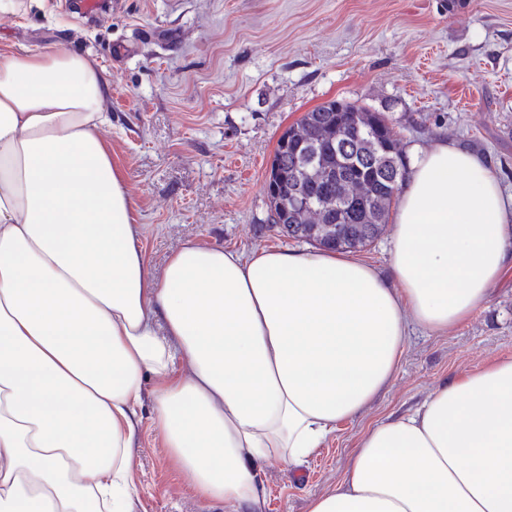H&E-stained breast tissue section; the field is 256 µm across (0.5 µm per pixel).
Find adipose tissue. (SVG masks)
<instances>
[{
    "label": "adipose tissue",
    "mask_w": 512,
    "mask_h": 512,
    "mask_svg": "<svg viewBox=\"0 0 512 512\" xmlns=\"http://www.w3.org/2000/svg\"><path fill=\"white\" fill-rule=\"evenodd\" d=\"M106 89L67 45L0 52V512H136L147 397L201 500L266 512L265 461H308L391 383L411 328L486 304L512 195L439 142L411 158L387 272L188 242L157 273L98 133ZM308 512H512V356L368 426Z\"/></svg>",
    "instance_id": "adipose-tissue-1"
}]
</instances>
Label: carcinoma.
Masks as SVG:
<instances>
[{
    "instance_id": "cac0c4a2",
    "label": "carcinoma",
    "mask_w": 512,
    "mask_h": 512,
    "mask_svg": "<svg viewBox=\"0 0 512 512\" xmlns=\"http://www.w3.org/2000/svg\"><path fill=\"white\" fill-rule=\"evenodd\" d=\"M281 135L266 183L269 221L288 238L336 251L371 245L385 230L409 171L380 112L329 100Z\"/></svg>"
}]
</instances>
